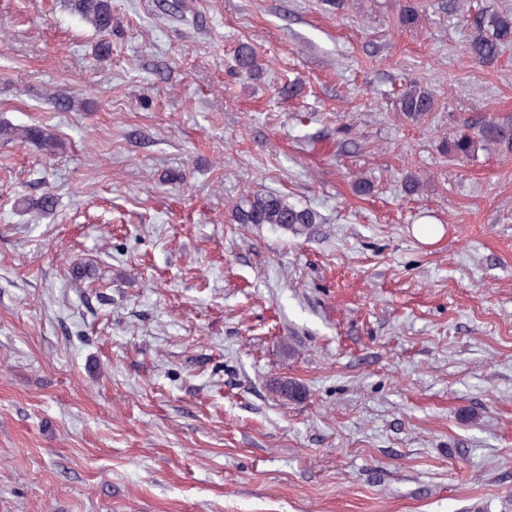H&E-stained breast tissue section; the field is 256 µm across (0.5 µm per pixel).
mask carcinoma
I'll return each mask as SVG.
<instances>
[{
    "mask_svg": "<svg viewBox=\"0 0 512 512\" xmlns=\"http://www.w3.org/2000/svg\"><path fill=\"white\" fill-rule=\"evenodd\" d=\"M69 9L89 23L103 39L97 45L96 56L105 59L112 52L111 42L105 36L112 33V0H68ZM471 34L466 52L480 66L495 63L502 50L512 45V13L485 7L467 20ZM436 107L434 93L419 84L407 86L396 97V108L413 122L422 120ZM0 140L31 144L47 155L62 149V142L50 129L41 125L17 127L0 123ZM499 145L512 150V124L494 118L479 126H464L447 142L446 151L464 160L487 145ZM23 205L44 213L56 207V198L45 193L37 199H25ZM234 220L238 224H268L283 233L294 236L308 235L318 223V215L308 208H301L278 194L254 193L236 206Z\"/></svg>",
    "mask_w": 512,
    "mask_h": 512,
    "instance_id": "1",
    "label": "carcinoma"
}]
</instances>
